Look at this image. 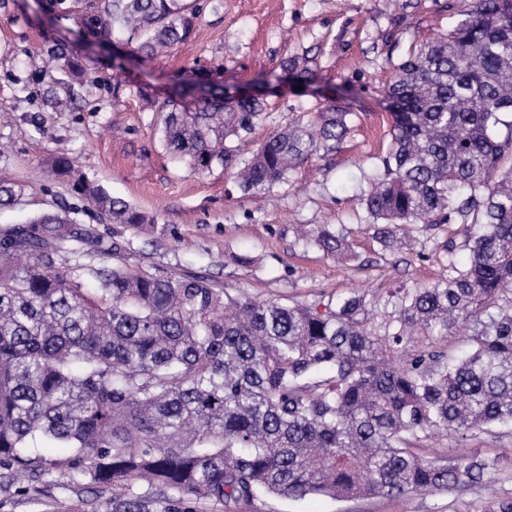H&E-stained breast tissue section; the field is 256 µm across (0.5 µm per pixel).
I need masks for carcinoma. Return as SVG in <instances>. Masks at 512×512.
<instances>
[{
    "mask_svg": "<svg viewBox=\"0 0 512 512\" xmlns=\"http://www.w3.org/2000/svg\"><path fill=\"white\" fill-rule=\"evenodd\" d=\"M196 13L183 0L80 8L86 33L126 32L143 58L186 41ZM448 16V32L394 66L383 172L361 201L382 250L457 222L467 260L448 250V276L422 287L283 303L134 272L108 261L117 244L57 213L0 225V469L110 488L113 512H150L165 491L162 512L187 500L234 512L262 491L400 498L494 482L497 457L421 454L443 433L457 447L512 434V0H448ZM90 71L65 44L50 47L38 67L45 104L71 111ZM154 108L172 158L197 174L231 169L251 195L336 149L356 117L329 105L245 157L260 99L187 82ZM53 174L111 223L155 230L69 157ZM19 196L0 180V206ZM303 240L350 257L341 225H313ZM462 328L463 344L448 348ZM476 512H512V497Z\"/></svg>",
    "mask_w": 512,
    "mask_h": 512,
    "instance_id": "1",
    "label": "carcinoma"
}]
</instances>
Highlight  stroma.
<instances>
[{"mask_svg": "<svg viewBox=\"0 0 512 512\" xmlns=\"http://www.w3.org/2000/svg\"><path fill=\"white\" fill-rule=\"evenodd\" d=\"M191 37L170 54L113 61L79 32L73 15H48L42 0H0V177L23 189L0 208V224H21L42 212H68L79 228L121 246L117 262L159 276L201 275L229 294L257 300L313 299L353 289L431 284L448 274V246L461 244L457 225L421 238L415 252H385L367 227L359 195L381 168L389 144L384 86L394 65L422 40L447 30V0H194ZM63 41L92 61L79 108L55 112L43 104L45 85L28 62L48 43ZM304 58L316 71L302 78L284 61ZM212 71L228 89L264 91L268 118L243 146L252 151L287 119L332 102L358 120L336 149L317 152L286 183L244 194L231 172L198 174L170 159L161 140L164 115L146 97L176 98L195 71ZM66 153L89 179L153 216L152 235L113 224L83 198L55 181L48 168ZM300 224H343L353 260L339 263L305 247ZM467 453L499 457L492 489L388 499L299 500L259 494L238 512H474L490 496L512 497V435H481ZM0 512H112V492L41 481L19 483L0 473Z\"/></svg>", "mask_w": 512, "mask_h": 512, "instance_id": "35a3bbf8", "label": "stroma"}]
</instances>
